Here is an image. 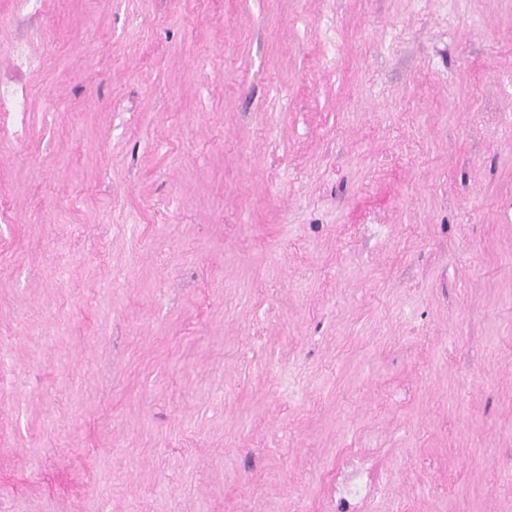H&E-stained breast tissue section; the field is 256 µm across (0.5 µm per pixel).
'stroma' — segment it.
<instances>
[{
  "instance_id": "stroma-1",
  "label": "stroma",
  "mask_w": 512,
  "mask_h": 512,
  "mask_svg": "<svg viewBox=\"0 0 512 512\" xmlns=\"http://www.w3.org/2000/svg\"><path fill=\"white\" fill-rule=\"evenodd\" d=\"M0 512H512V0H0ZM366 460L357 454L350 455L336 469V481L331 492L336 497V512H360L365 499L375 490Z\"/></svg>"
}]
</instances>
